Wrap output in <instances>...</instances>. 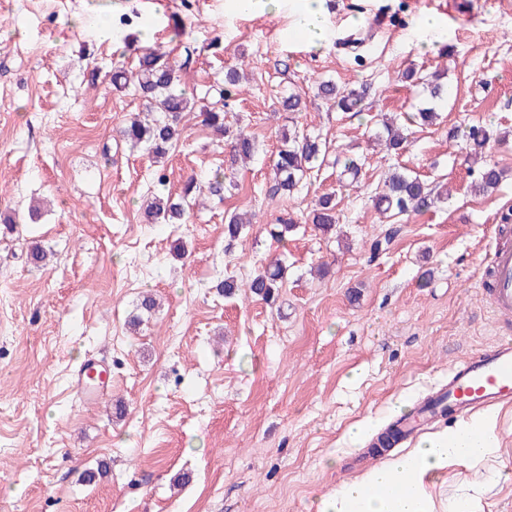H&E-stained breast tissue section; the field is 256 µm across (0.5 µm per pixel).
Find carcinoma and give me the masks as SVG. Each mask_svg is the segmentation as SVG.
Masks as SVG:
<instances>
[{
	"instance_id": "carcinoma-1",
	"label": "carcinoma",
	"mask_w": 512,
	"mask_h": 512,
	"mask_svg": "<svg viewBox=\"0 0 512 512\" xmlns=\"http://www.w3.org/2000/svg\"><path fill=\"white\" fill-rule=\"evenodd\" d=\"M130 81L125 71L117 70L112 74V86L122 91L134 84L135 91L148 102L147 111L152 117L144 120L134 119L123 127L120 135L123 139L144 147L146 153L160 162L165 158L172 143L179 136L178 121L181 115L194 111L192 98L178 89L183 82L180 66L170 62L156 51H148L138 58V66ZM402 78L423 85L431 99H437L444 93L445 86L439 82L438 75H420L415 71H406ZM240 89V78L236 69H229L224 75V87L217 91L218 99L213 106H203L199 110L202 122L212 128L220 137L231 141V153L235 159L246 160L255 152L252 138L243 130L233 131L224 123V101L232 93ZM318 95L340 112H360L361 104L366 95V88L343 89L332 81L319 85ZM382 131L375 134V139L385 142L386 150L398 151L407 141L398 128L387 123L381 124ZM467 139L471 154L480 155L490 140L487 129L479 126L470 127ZM327 155L326 142L320 135L294 130L282 135L281 144L273 161L274 177L270 192L274 195L291 194L303 180L306 173L322 165ZM501 178L497 166L488 159L474 170L471 187L476 193H485L495 187ZM196 188V182L189 180L184 194L178 197H156L147 206V215L157 223L179 224L191 206L189 195ZM442 193L436 191L416 175L394 171L383 181L375 192L373 201L376 209L385 217L396 219L410 213L423 212L441 201ZM337 223L336 203L334 197L323 195L318 198L316 208L312 212V224L328 231ZM246 229V221L242 217L232 215L224 225L225 236L234 241ZM398 228L389 227L383 236L374 239L370 244L371 257L385 251L392 239L397 235ZM287 266L275 259L264 270L258 272L246 285L242 286L232 277H227L218 285L219 290L227 297L236 295L240 288H248L249 293L267 303H273L278 297L279 288L283 286Z\"/></svg>"
}]
</instances>
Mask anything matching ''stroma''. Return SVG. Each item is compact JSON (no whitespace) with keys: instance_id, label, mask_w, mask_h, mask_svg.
<instances>
[{"instance_id":"stroma-1","label":"stroma","mask_w":512,"mask_h":512,"mask_svg":"<svg viewBox=\"0 0 512 512\" xmlns=\"http://www.w3.org/2000/svg\"><path fill=\"white\" fill-rule=\"evenodd\" d=\"M331 41L307 50L288 10L240 13L227 0H0V512H315L341 483L376 461L352 425L376 432L448 379L449 370L501 334L479 291L495 228L512 225V0H325ZM434 14L448 40L409 42ZM387 33L372 34L375 18ZM360 20L355 51L345 30ZM113 39H99L94 25ZM152 27V39L141 30ZM182 65L195 97L246 79L227 124L257 153L233 160L194 114L161 162L119 134L144 111L113 89V70H135L143 48ZM409 68L445 71L436 124L415 113L422 93ZM368 86L360 112L317 98L320 82ZM307 104L281 109L290 91ZM408 129L402 154L371 148L382 115ZM329 143L319 171L293 197L269 198L273 155L291 124ZM495 138L503 172L485 194L463 157L470 126ZM339 157L361 159L340 186ZM448 188V201L405 216L375 262L366 248L387 224L372 198L392 168ZM202 193L182 224H151L144 207ZM336 196L324 233L311 212ZM251 224L236 241L227 215ZM297 225L285 241L279 217ZM45 263L27 257L32 245ZM288 277L275 303L217 293L247 282L272 259ZM159 307L142 313L144 293ZM143 319L131 329L134 316ZM112 372L110 394L87 405L69 386L88 352ZM498 456L484 471L480 512H512V405L498 406Z\"/></svg>"}]
</instances>
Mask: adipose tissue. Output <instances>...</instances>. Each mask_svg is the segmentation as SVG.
Returning a JSON list of instances; mask_svg holds the SVG:
<instances>
[{
    "instance_id": "adipose-tissue-1",
    "label": "adipose tissue",
    "mask_w": 512,
    "mask_h": 512,
    "mask_svg": "<svg viewBox=\"0 0 512 512\" xmlns=\"http://www.w3.org/2000/svg\"><path fill=\"white\" fill-rule=\"evenodd\" d=\"M294 23L308 48L328 38L322 0H293ZM498 414L487 411L425 438L408 455L382 463L343 483L316 512H446L430 487L453 465L476 468L494 455Z\"/></svg>"
}]
</instances>
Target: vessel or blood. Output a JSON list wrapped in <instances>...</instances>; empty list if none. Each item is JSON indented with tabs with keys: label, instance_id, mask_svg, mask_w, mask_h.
Here are the masks:
<instances>
[{
	"label": "vessel or blood",
	"instance_id": "b4317fda",
	"mask_svg": "<svg viewBox=\"0 0 512 512\" xmlns=\"http://www.w3.org/2000/svg\"><path fill=\"white\" fill-rule=\"evenodd\" d=\"M512 228L500 226L498 241L490 248L486 269L487 294L495 314L512 316V247L504 239ZM72 384L84 401L95 402L108 394L112 379L103 363L87 355L72 374ZM512 403V340H499L482 352L451 368L447 385L412 404L393 428L399 441H407L436 418H460L496 404Z\"/></svg>",
	"mask_w": 512,
	"mask_h": 512
}]
</instances>
